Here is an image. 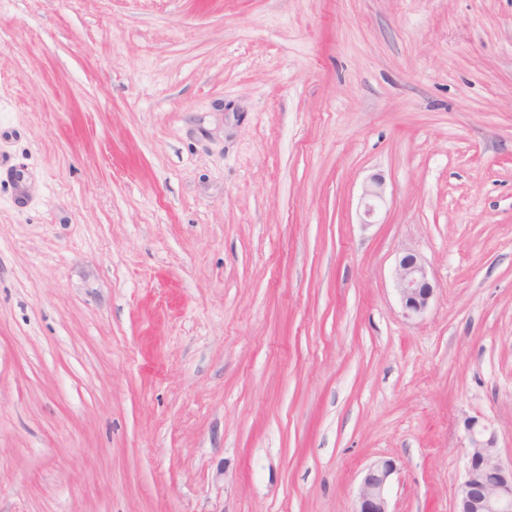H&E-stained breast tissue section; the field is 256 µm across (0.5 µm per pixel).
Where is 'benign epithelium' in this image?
<instances>
[{
	"instance_id": "benign-epithelium-1",
	"label": "benign epithelium",
	"mask_w": 512,
	"mask_h": 512,
	"mask_svg": "<svg viewBox=\"0 0 512 512\" xmlns=\"http://www.w3.org/2000/svg\"><path fill=\"white\" fill-rule=\"evenodd\" d=\"M365 211L370 217L384 200L383 183L373 180L364 191ZM396 290L403 316H422L434 296L436 285L429 279L423 259L407 249L395 268ZM468 451L464 474L454 491V512H512V460L504 462L497 448L495 431L476 418L467 420ZM394 463L380 460L367 469L357 493L355 512H389L388 488Z\"/></svg>"
}]
</instances>
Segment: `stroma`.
<instances>
[{
  "mask_svg": "<svg viewBox=\"0 0 512 512\" xmlns=\"http://www.w3.org/2000/svg\"><path fill=\"white\" fill-rule=\"evenodd\" d=\"M471 417L512 458V0H0V512H453ZM396 290L403 316L421 317L429 307L436 285L429 279L423 259L412 249H405L395 268ZM395 469L391 460H380L370 465L358 488L355 512H390L388 488Z\"/></svg>",
  "mask_w": 512,
  "mask_h": 512,
  "instance_id": "obj_1",
  "label": "stroma"
}]
</instances>
